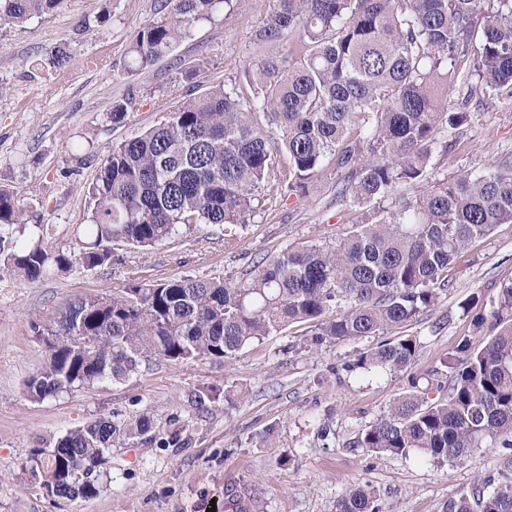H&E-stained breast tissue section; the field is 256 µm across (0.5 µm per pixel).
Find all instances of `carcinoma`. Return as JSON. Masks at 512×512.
Wrapping results in <instances>:
<instances>
[{
  "label": "carcinoma",
  "mask_w": 512,
  "mask_h": 512,
  "mask_svg": "<svg viewBox=\"0 0 512 512\" xmlns=\"http://www.w3.org/2000/svg\"><path fill=\"white\" fill-rule=\"evenodd\" d=\"M234 0H162L128 51L147 70L193 28ZM62 0H0V27L49 13ZM260 51L280 57L237 67L167 118L108 150L90 186L93 208L78 254L32 236L0 256V266L34 284L80 265L93 270L123 242L150 250L194 224L224 225V247L256 210L273 211L281 191L300 192L330 162L346 171L336 198L375 206L370 218L329 247L286 248L257 261L242 278L132 281L109 297L66 305L46 341L49 362L25 383L34 401L76 387L120 382L147 358L226 363L294 322L311 324L309 350L392 335L346 363L350 371L402 374L408 389L360 434L357 446L387 457L419 453L439 465L484 445L512 450V280L501 283L477 319L484 336H462L420 382L409 369L417 338L399 330L435 306L448 288V265L474 239L512 223V158L482 173L436 181L411 203H384L427 179L441 134L470 122L449 91L512 99V0H273L256 30ZM67 45L52 57L62 73ZM139 109L136 96L112 106V124ZM26 223L0 189V228ZM440 396H431V393ZM242 396L236 385L204 387L197 404ZM182 448V429L146 417L98 419L34 449L31 469L51 493L90 498L100 466L119 441ZM476 504L451 498L444 512H512V474L482 481ZM235 512H248L246 489L231 488ZM336 512H383L376 493L353 487Z\"/></svg>",
  "instance_id": "cac0c4a2"
}]
</instances>
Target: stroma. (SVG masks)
Segmentation results:
<instances>
[{"instance_id": "1", "label": "stroma", "mask_w": 512, "mask_h": 512, "mask_svg": "<svg viewBox=\"0 0 512 512\" xmlns=\"http://www.w3.org/2000/svg\"><path fill=\"white\" fill-rule=\"evenodd\" d=\"M272 0H238L229 15L200 23L171 54L146 71H129L134 32L156 17L160 0H63L52 13L21 27L0 29V186L9 190L49 246L74 251L91 215L89 186L108 146L159 124L195 96L184 67L201 63L206 84L230 79L254 61L253 33ZM110 17L97 22L101 9ZM67 45L66 74L48 62ZM94 56L98 67L84 68ZM136 95L138 111L121 125L115 102ZM471 121L449 131L448 152L434 155L437 179L480 172L512 154V101L472 99ZM341 178L328 165L302 194L283 195L276 211H258L238 229L236 248L224 247V228L180 229L151 250L110 244L112 259L93 270L73 268L27 285L0 271V512H231L228 491L248 485L253 512H336L353 484L369 486L386 512H443L448 500L472 494L496 474L500 449L475 448L437 466L420 455L379 457L353 442L407 386L399 374L348 372L368 347L365 339L304 351L308 323L290 324L230 363L197 360L142 362L119 383L79 387L34 401L26 381L45 363L48 327L68 302L106 296L128 278L240 277L264 255L304 245L333 246L359 220L358 208L337 201ZM512 279V224L470 243L448 268L440 301L408 328L420 347L413 364L426 376L458 337L472 334L476 308ZM233 384L244 395L232 407L197 405L205 386ZM148 415L157 426L186 427L184 448H157L129 439L107 455L97 495L66 499L48 492L29 468L34 448L99 418Z\"/></svg>"}]
</instances>
